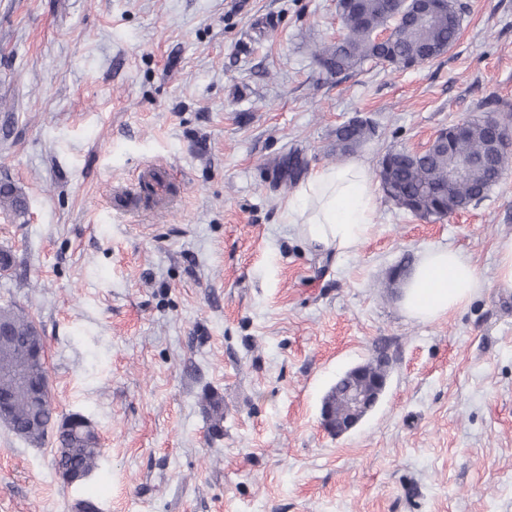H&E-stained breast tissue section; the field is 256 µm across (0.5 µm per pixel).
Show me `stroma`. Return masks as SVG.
<instances>
[{
    "mask_svg": "<svg viewBox=\"0 0 512 512\" xmlns=\"http://www.w3.org/2000/svg\"><path fill=\"white\" fill-rule=\"evenodd\" d=\"M451 49L325 79L336 0H0V307L33 317L58 418L84 415L102 466L69 486L52 440L0 425V512H512V169L481 204L423 219L379 195L348 253L285 220L268 164L335 165L332 129L370 117L355 160L419 150L493 98L512 104V0H459ZM166 169L177 193L144 196ZM484 286L409 318L391 270L430 247ZM390 364L376 407L336 436L323 398ZM224 409L213 429L205 397ZM0 208L15 214H25L26 199L11 183H0ZM386 366L385 362L376 357V359L358 366V370L353 368L336 380L335 384L332 385L323 401L334 410L336 419L342 418L345 413L347 403L346 391L349 386L357 382L358 371L364 372L369 378L383 379L387 377Z\"/></svg>",
    "mask_w": 512,
    "mask_h": 512,
    "instance_id": "stroma-1",
    "label": "stroma"
}]
</instances>
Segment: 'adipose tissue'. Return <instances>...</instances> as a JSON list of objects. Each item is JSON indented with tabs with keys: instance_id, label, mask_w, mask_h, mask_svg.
Wrapping results in <instances>:
<instances>
[{
	"instance_id": "ef3b65f1",
	"label": "adipose tissue",
	"mask_w": 512,
	"mask_h": 512,
	"mask_svg": "<svg viewBox=\"0 0 512 512\" xmlns=\"http://www.w3.org/2000/svg\"><path fill=\"white\" fill-rule=\"evenodd\" d=\"M289 223H302L310 242L349 252L369 231L377 195L368 167L349 163L317 170L298 190ZM483 281L470 259L449 248L420 255L403 288L405 313L419 321L439 319L468 303Z\"/></svg>"
}]
</instances>
